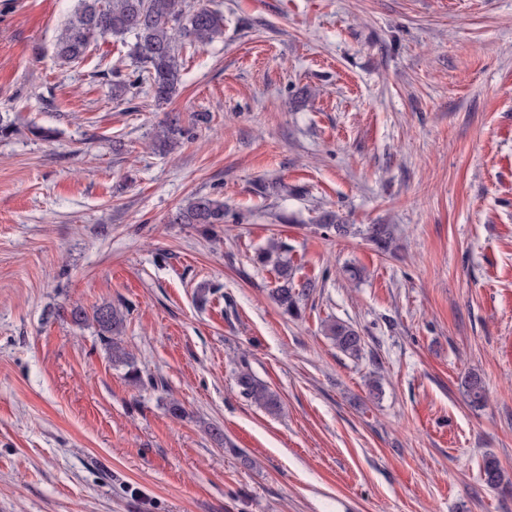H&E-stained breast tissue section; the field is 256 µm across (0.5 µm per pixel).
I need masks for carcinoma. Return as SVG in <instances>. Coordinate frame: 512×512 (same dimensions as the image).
I'll use <instances>...</instances> for the list:
<instances>
[{
	"mask_svg": "<svg viewBox=\"0 0 512 512\" xmlns=\"http://www.w3.org/2000/svg\"><path fill=\"white\" fill-rule=\"evenodd\" d=\"M224 15L218 11L196 8L189 0H78V3L62 26L56 39L57 58L65 63L79 61L86 55L94 35L130 37L133 39L131 55L135 68L127 74L113 73L112 98L122 101L142 85L148 86L156 106L168 104L178 93L181 84L180 53L183 45L207 44L222 35ZM210 122L207 112H195L188 125L171 118L154 135V144L161 151H172L193 138L195 127ZM229 210L224 201L209 195L195 197L185 208L172 216L175 224H199L208 232L226 223ZM322 228L339 237L354 232L363 235L381 251H389L393 245V230L389 224H369L354 230L329 212L324 216ZM290 247L283 241H273L259 250L257 262L273 265L277 273V286L271 290L274 302L287 314L297 317L301 304L314 292V281L298 280L288 260ZM59 317H68L80 323L92 320L105 344L112 348V360L129 362V355L122 347L120 335L124 329V315L110 304L93 309L64 305L56 309ZM325 333L336 348L357 358L364 348V338L352 326L340 321L325 324ZM240 393L270 412L280 409L278 395L248 371L238 375ZM462 388L468 405L474 410L485 406L486 394L482 378L476 373L467 374ZM483 482L492 488L505 481V472L494 457L483 460L480 469Z\"/></svg>",
	"mask_w": 512,
	"mask_h": 512,
	"instance_id": "carcinoma-1",
	"label": "carcinoma"
}]
</instances>
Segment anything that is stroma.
I'll return each mask as SVG.
<instances>
[{
    "mask_svg": "<svg viewBox=\"0 0 512 512\" xmlns=\"http://www.w3.org/2000/svg\"><path fill=\"white\" fill-rule=\"evenodd\" d=\"M193 4L224 33L159 108L112 98L130 41L57 62L76 0H0V512H512L480 478L488 455L512 478V0ZM195 112L193 140L150 149ZM206 194L238 223H172ZM327 210L393 225L394 253L325 236ZM273 239L317 284L297 319L253 261ZM103 304L129 364L55 314ZM210 114L208 112H195L192 115L190 123L185 126L181 124L179 118H169L154 135V144L161 151H172L179 147L184 141L193 138V131L199 125L208 124ZM325 333L332 339L336 348L344 354L358 358L364 348V338L351 325L340 321H330L325 324ZM237 385L244 397L253 400L269 412H277L280 409L278 395L249 371L240 372ZM462 388L467 398L468 405L474 410H480L485 406L486 394L482 378L476 373H468L462 380Z\"/></svg>",
    "mask_w": 512,
    "mask_h": 512,
    "instance_id": "35a3bbf8",
    "label": "stroma"
}]
</instances>
